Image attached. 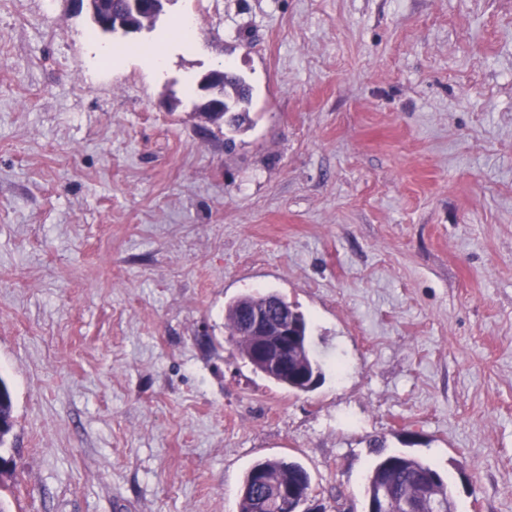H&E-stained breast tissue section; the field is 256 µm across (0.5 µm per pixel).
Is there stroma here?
<instances>
[{"mask_svg":"<svg viewBox=\"0 0 512 512\" xmlns=\"http://www.w3.org/2000/svg\"><path fill=\"white\" fill-rule=\"evenodd\" d=\"M222 2L170 0L203 31L153 73L89 70L71 0H0V506L237 512L287 457L362 512L378 438L512 512V0ZM223 67L234 134L193 110ZM255 292L306 317L314 391L229 341ZM200 82L203 86L200 90L204 100L202 109L206 116V113L224 112L225 118L228 113H234L227 121L229 125L224 124L233 129H240L248 121L247 105L251 102V89L242 77L224 69V90L218 74L209 72ZM0 418L4 420V429L0 430V461H10L2 455V448L15 426L13 393L8 383L0 377ZM11 462V461H10Z\"/></svg>","mask_w":512,"mask_h":512,"instance_id":"stroma-1","label":"stroma"}]
</instances>
